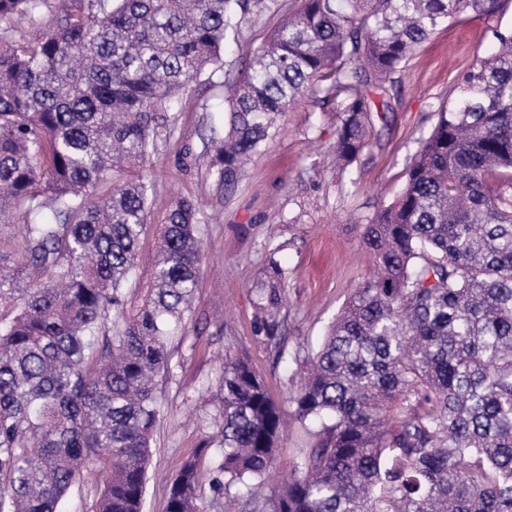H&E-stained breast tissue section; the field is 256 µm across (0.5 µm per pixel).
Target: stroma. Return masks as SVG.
Listing matches in <instances>:
<instances>
[{
  "label": "stroma",
  "instance_id": "stroma-1",
  "mask_svg": "<svg viewBox=\"0 0 512 512\" xmlns=\"http://www.w3.org/2000/svg\"><path fill=\"white\" fill-rule=\"evenodd\" d=\"M298 0H263L237 18L218 73L190 80L179 110L168 113L157 149L142 170L155 184L149 227L137 268L125 285L129 306L151 284L157 254L156 227L177 198L199 203L203 260L194 296L181 324L167 338L168 370L154 379L159 416L151 441L143 512H165L168 492L185 461L199 459L198 512H254L238 486L226 501L211 489L214 459L222 445L223 405L218 397L225 351L248 360L282 413L286 437L266 480L271 496L302 469L319 424L294 416L292 396L305 378L304 362L328 325L369 279L373 263L363 226L400 195L406 171L437 114L458 95L464 75L490 51L493 28H512V0L494 16L462 14L437 27L387 80L369 77L373 104L367 143L348 165L336 157V105L307 94L275 125L235 189L221 190L206 149L224 129L227 87L251 52L261 47ZM286 276V304L278 343L255 336L253 283L269 259Z\"/></svg>",
  "mask_w": 512,
  "mask_h": 512
}]
</instances>
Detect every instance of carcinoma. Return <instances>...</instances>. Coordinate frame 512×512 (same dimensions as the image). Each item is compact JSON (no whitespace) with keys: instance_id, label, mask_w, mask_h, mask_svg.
<instances>
[{"instance_id":"cac0c4a2","label":"carcinoma","mask_w":512,"mask_h":512,"mask_svg":"<svg viewBox=\"0 0 512 512\" xmlns=\"http://www.w3.org/2000/svg\"><path fill=\"white\" fill-rule=\"evenodd\" d=\"M503 0H300L228 97L211 166L229 193L274 121L308 92L342 98L336 156L365 146L383 79L436 27ZM262 0H0V221L24 224L0 254V512H58L97 466L95 512H142L157 420L154 376L193 297L198 204L174 202L150 288L126 313L122 284L148 226L140 167L191 79L223 67L233 16ZM374 271L350 298L292 398L324 420L306 469L260 512H512V30L437 113L399 198L364 225ZM285 272L252 286L254 329L277 338ZM123 320L106 335L108 316ZM223 448L213 489L255 500L283 420L248 363L225 356ZM197 462L166 512H197Z\"/></svg>"}]
</instances>
